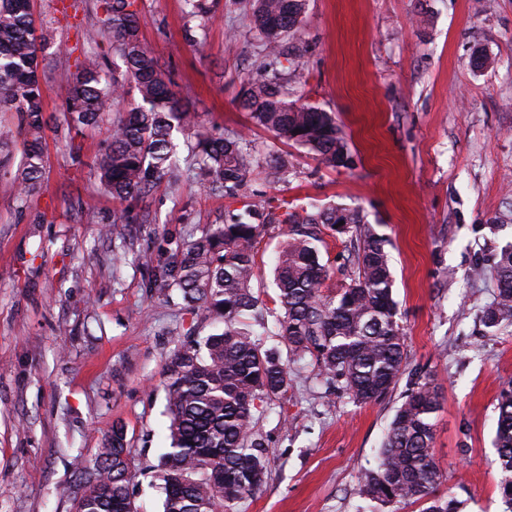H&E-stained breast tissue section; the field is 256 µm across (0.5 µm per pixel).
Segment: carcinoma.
<instances>
[{"mask_svg": "<svg viewBox=\"0 0 512 512\" xmlns=\"http://www.w3.org/2000/svg\"><path fill=\"white\" fill-rule=\"evenodd\" d=\"M104 17L87 27L85 45L112 41L124 69L111 70L96 53L84 52L75 71L56 88L62 102L60 133L74 165L82 164L77 138L99 122L115 103H127L112 124L110 143L95 163L100 188L121 201L137 200L158 184L177 177L174 133L193 126L192 152L200 187L222 197L236 195L257 171L246 138L217 136L195 122L188 102L158 67L152 47L140 33L139 0H101ZM306 0H254L253 24L264 39L265 58L285 55L282 41L300 30ZM47 34H36L31 0H0V115L16 116V128L0 137V174L10 176L24 201L40 189L43 134L47 125L40 82ZM135 97H129L130 92ZM277 79L244 88L242 107L280 140L303 148L326 167L355 165L345 135L330 113L284 100ZM300 133H294V130ZM22 161L10 168L16 145ZM264 178L278 183L288 164L272 159ZM339 208L312 202L300 214L277 206L249 204L198 238L189 237L156 257L138 255L148 270L149 288L177 291L187 303H200L215 330L204 349L183 344L164 368L170 446L159 461L163 512H235L259 493L270 476V448L255 430L259 415L288 391V363L311 366L317 378L356 404L378 402L407 378L402 402L390 424L375 468L359 477L363 499L380 505L423 501V512H462L464 501L439 492L443 474L433 448L438 387L426 373L408 369V353L384 241L346 211L339 230L350 235L345 271L349 282L335 295L322 291L329 267L321 262V228L335 229ZM283 224L285 240L274 266L276 332L288 359L255 337L245 319L260 314L255 295L256 245L262 232ZM494 300L482 310L488 328L512 326V245L496 253L490 267ZM498 489L512 512V384L498 399L494 440ZM131 450L121 426L84 473L72 499V512H130Z\"/></svg>", "mask_w": 512, "mask_h": 512, "instance_id": "cac0c4a2", "label": "carcinoma"}]
</instances>
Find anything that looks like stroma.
<instances>
[{
	"mask_svg": "<svg viewBox=\"0 0 512 512\" xmlns=\"http://www.w3.org/2000/svg\"><path fill=\"white\" fill-rule=\"evenodd\" d=\"M208 2L202 25L184 0H140L141 33L201 121L246 135L258 161L287 156L289 180L256 176L234 198L200 189L191 173L160 184L139 203L145 219L128 225L119 261L114 241L77 215L91 196L104 219L126 210L93 174L112 120L86 130L79 166L56 129L55 88L75 70L98 0L80 10L32 0L37 26L54 35L42 73L49 124L40 192L19 202L0 177V512H71L79 463L95 459L116 424L132 450L139 512H163V368L178 343L202 340L212 324L178 295L148 288L133 257L174 248L247 204L313 199L358 211L386 238L409 366L441 388L434 448L445 485L464 484V512H502L493 442L498 396L512 382V326L487 332L480 311L496 286L473 269L512 242V0H308L287 99L335 116L352 169L320 165L253 124L241 92L267 73L252 0ZM283 240L278 224L258 240L253 288L266 302ZM319 248L332 294L346 280L345 238L324 230ZM291 370L287 394L258 423L271 478L237 512H372L358 477L376 464L399 393L357 405L310 367Z\"/></svg>",
	"mask_w": 512,
	"mask_h": 512,
	"instance_id": "1",
	"label": "stroma"
}]
</instances>
